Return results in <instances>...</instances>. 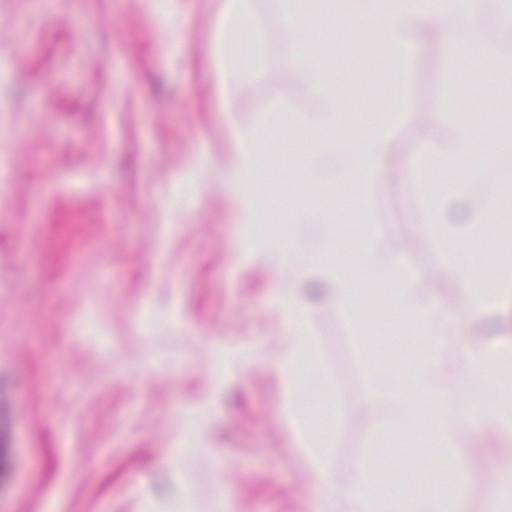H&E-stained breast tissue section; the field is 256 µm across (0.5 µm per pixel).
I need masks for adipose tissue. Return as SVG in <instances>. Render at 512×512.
Here are the masks:
<instances>
[{
    "mask_svg": "<svg viewBox=\"0 0 512 512\" xmlns=\"http://www.w3.org/2000/svg\"><path fill=\"white\" fill-rule=\"evenodd\" d=\"M252 0H225L217 28L213 52L219 61L225 93L252 83L268 68L261 33H254L249 43H240L237 30L255 22ZM279 11L289 39L284 46L281 62L296 69L308 87L315 89L322 106L315 119L321 134L311 146L306 163L310 173H318L336 155H344L349 166L345 171L349 182H369L389 174L391 155L390 130L402 118L405 93L395 88L392 103L380 120H364L355 132H348L349 103L336 92L330 72L319 51L312 49L297 34L302 0H278ZM467 0H348L345 12L348 23L363 25L384 33L390 52L402 55L408 51L411 38L423 19H430L446 34L456 33L463 20ZM439 125L448 129L445 152L422 156L416 163L411 185H419V173L424 169L447 168L463 161L471 152L473 141L466 126L456 124L447 110L448 96L440 94ZM269 117H261L253 124L238 130L236 167L240 179L239 209L246 223L258 224L263 211L257 207L251 187L259 170V145L262 142ZM475 172H468L465 180L451 182L430 193L426 206L433 225L436 243L444 262L453 268L454 276L467 278L469 268L462 254L461 242L468 235L488 234L497 215L495 198L470 200L471 221L465 226L444 224L436 216V207L448 196L467 193L469 180ZM291 233L288 240L266 237L252 240L248 248L253 256L268 265L290 267L295 288L278 299L279 332L273 353L278 366L282 388L295 392L318 366V357L311 353L315 342L308 321L313 311L302 297L301 285L316 282L326 288L325 302L331 308L353 317L358 297L357 280H364L393 288V303L419 331V344L408 371L388 370L374 380L370 404L394 401L404 406V413L391 425L397 436L429 432L438 447L455 453L460 449V425L468 423L480 432L493 435L512 434V414L492 418L480 402H471L459 408L458 400L467 386L463 373L452 372L447 351L457 342L461 331L448 309L429 306L415 300L410 288L416 273L397 255L388 251L379 255L371 248L370 236H363L360 245L359 278L346 276L342 265L325 263L300 251L303 231L307 228L311 211L306 203H296L290 210ZM470 371L486 375H500L506 364L512 363V343L467 345L463 348ZM289 429L302 448L316 482L327 495L336 496L347 504L346 512H460L461 501L446 505L435 492L405 497L381 495L364 476L339 484L333 477L331 450L335 445V431L317 432L306 415L289 412Z\"/></svg>",
    "mask_w": 512,
    "mask_h": 512,
    "instance_id": "obj_1",
    "label": "adipose tissue"
}]
</instances>
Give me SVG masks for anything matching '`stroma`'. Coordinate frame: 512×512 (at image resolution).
I'll list each match as a JSON object with an SVG mask.
<instances>
[{"instance_id": "35a3bbf8", "label": "stroma", "mask_w": 512, "mask_h": 512, "mask_svg": "<svg viewBox=\"0 0 512 512\" xmlns=\"http://www.w3.org/2000/svg\"><path fill=\"white\" fill-rule=\"evenodd\" d=\"M224 0H0V439L11 467L0 475V512H343L324 502L288 436L289 409L327 419L310 389L285 394L259 356L278 330L275 293L289 269L253 258L251 236L287 235L292 197L335 225L326 253L348 260L366 225L418 268V293L442 302L441 257L422 197L410 185L415 158L446 146L433 123L434 76L411 58L396 79L410 106L396 135L407 145L388 178L353 186L343 171L311 179L304 153L315 128L310 94L295 93L280 64L276 0H253L266 33L269 73L221 97L209 53ZM497 14L471 9L439 52L475 55L506 76ZM340 94L387 107L390 87L362 59L340 62ZM281 112L295 130L273 131L263 150L257 200L268 218L243 223L236 206L238 125ZM368 286L359 306L371 353L401 345L407 369L413 327ZM326 377L343 413L333 449L337 482L366 472L404 492L440 491L443 452L431 438L372 443L393 422L360 425L369 375L345 321L317 305L311 319ZM496 452L460 458L465 512H512L495 496L512 471V437Z\"/></svg>"}]
</instances>
